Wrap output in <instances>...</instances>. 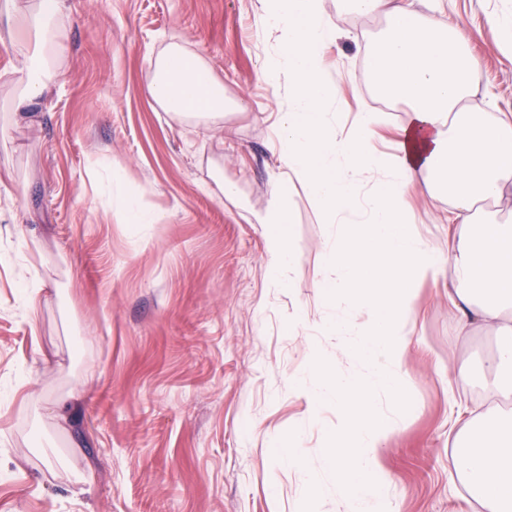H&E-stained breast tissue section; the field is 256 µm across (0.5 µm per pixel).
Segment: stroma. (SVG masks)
I'll list each match as a JSON object with an SVG mask.
<instances>
[{
  "instance_id": "stroma-1",
  "label": "stroma",
  "mask_w": 512,
  "mask_h": 512,
  "mask_svg": "<svg viewBox=\"0 0 512 512\" xmlns=\"http://www.w3.org/2000/svg\"><path fill=\"white\" fill-rule=\"evenodd\" d=\"M258 0H67L66 49L41 106L22 121L12 103L38 66L25 46L0 42V512H300L296 471L273 468L274 444L301 434L306 467L329 474L325 411L302 430L308 404L293 377L312 365L351 375L356 361L323 335L317 284L327 231L306 191H288L294 259L273 282L266 228L269 150L285 95L258 79L267 45ZM323 56L339 76L343 126L376 106L389 114L388 149L404 103L380 97L367 67L383 15L341 14ZM512 0H445L442 19L478 61L475 111L512 114V53L494 12ZM173 43L200 55L224 89V116L174 118L149 94L151 65ZM122 177L158 214L128 224L102 190ZM234 194H226V185ZM414 230L448 240V202L415 196ZM38 281L33 313L19 290ZM406 355L409 403L381 402L402 424L381 463L395 512H489L466 500L453 454L460 429L486 408L512 410V392L487 400L479 371L490 331L454 334L448 293L415 289ZM303 312L304 328L288 321ZM470 365V385L454 373ZM72 392L69 422L52 401Z\"/></svg>"
}]
</instances>
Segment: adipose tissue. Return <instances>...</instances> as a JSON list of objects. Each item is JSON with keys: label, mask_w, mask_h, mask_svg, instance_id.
I'll list each match as a JSON object with an SVG mask.
<instances>
[{"label": "adipose tissue", "mask_w": 512, "mask_h": 512, "mask_svg": "<svg viewBox=\"0 0 512 512\" xmlns=\"http://www.w3.org/2000/svg\"><path fill=\"white\" fill-rule=\"evenodd\" d=\"M442 0H343L346 12L384 14L386 27L368 56L378 94L406 103L390 148L377 146L382 113H356L350 133L334 112L337 78L323 52L339 25L324 0H259L257 28L269 51L259 71L273 89H287L272 143L277 169L266 208L256 217L266 227V259L273 277L293 260L287 189L300 184L328 226L325 273L319 282L326 333L350 337V353L362 366L341 375L313 366L297 378L309 405L306 427L326 409L336 429L325 441L331 478L309 470L287 445L278 463L295 467L309 491L310 512L323 495L335 494L337 512H393L379 491L380 449L398 427L379 415L377 400L408 399L404 362L415 330L417 284L449 282L456 332L490 329L495 346L482 362L490 393L512 391V121L473 111L477 60L461 34L446 27ZM65 0H36L22 9L0 0L8 38L22 25L36 46L63 53L56 21ZM148 90L170 111L220 113L224 99L201 59L181 45L158 58ZM444 198L455 221L446 245L413 232L406 198L411 193ZM366 314L355 324L349 311ZM453 455L467 496L490 512H512V411L485 413L466 424Z\"/></svg>", "instance_id": "ef3b65f1"}]
</instances>
